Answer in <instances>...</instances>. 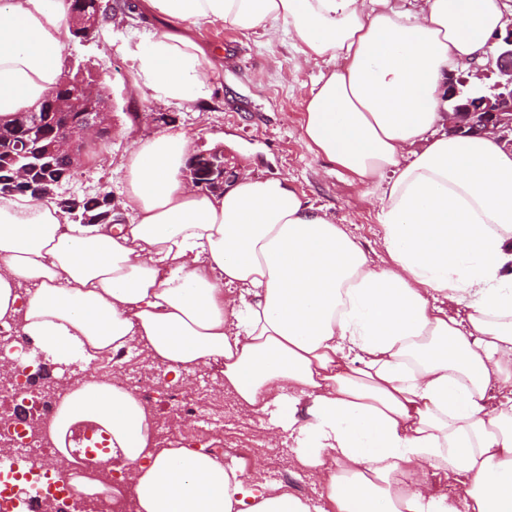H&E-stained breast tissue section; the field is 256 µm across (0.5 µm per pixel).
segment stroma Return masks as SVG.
I'll use <instances>...</instances> for the list:
<instances>
[{
    "instance_id": "obj_1",
    "label": "stroma",
    "mask_w": 512,
    "mask_h": 512,
    "mask_svg": "<svg viewBox=\"0 0 512 512\" xmlns=\"http://www.w3.org/2000/svg\"><path fill=\"white\" fill-rule=\"evenodd\" d=\"M139 0H112V19L89 39H70L64 49L68 69L100 80L112 114V131L100 148L85 152L74 176L58 190L63 197L112 195L114 209L125 200L123 159L135 142L158 129L155 113H166L171 124L194 132V149L223 146L225 153L252 176L287 179L313 206L323 208L342 224L366 253L378 249L377 201L364 195L353 177L307 148L303 139L306 101L324 65L302 63L287 36L272 39L260 29L241 31L200 24L197 40L215 56L209 99L166 103L149 89L134 91L126 47L145 39L162 19L138 10ZM197 381L207 400L224 401V429L210 445L225 464L236 462L241 450L266 451L270 473L287 472L290 493L318 499L319 491L306 470L294 462L286 439L268 445L253 413L243 409L220 386L217 369L198 371Z\"/></svg>"
}]
</instances>
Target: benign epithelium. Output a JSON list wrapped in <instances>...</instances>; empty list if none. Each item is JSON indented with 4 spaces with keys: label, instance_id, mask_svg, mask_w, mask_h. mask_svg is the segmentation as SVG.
Returning <instances> with one entry per match:
<instances>
[{
    "label": "benign epithelium",
    "instance_id": "benign-epithelium-1",
    "mask_svg": "<svg viewBox=\"0 0 512 512\" xmlns=\"http://www.w3.org/2000/svg\"><path fill=\"white\" fill-rule=\"evenodd\" d=\"M72 14V31L90 38L98 33L102 21L112 19V2L98 3L93 14L80 9L73 10ZM494 39L498 41L499 80L492 87V93L452 105L446 112V125L452 134L492 135L512 149V26L506 35L497 33ZM49 111L53 116V129L49 134L44 133L40 112H20L10 124L0 123V142H14L22 155L35 151L45 168L55 170L54 174L44 176L35 175V170L27 164L11 170L6 184L26 188L35 200L54 195L64 177L77 169L83 145L105 137L112 128V115L104 108L102 90L81 78L74 80L71 95L51 100ZM185 173L193 187L213 192L224 191V186L238 175L237 167L222 146L191 155ZM60 207L65 213L73 214V219H82L84 224L107 223L112 219L110 210L101 216H78L82 202L76 198L61 200Z\"/></svg>",
    "mask_w": 512,
    "mask_h": 512
}]
</instances>
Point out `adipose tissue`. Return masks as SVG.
I'll use <instances>...</instances> for the list:
<instances>
[{"label":"adipose tissue","instance_id":"obj_1","mask_svg":"<svg viewBox=\"0 0 512 512\" xmlns=\"http://www.w3.org/2000/svg\"><path fill=\"white\" fill-rule=\"evenodd\" d=\"M165 19L131 52L132 86L209 96L200 23L288 35L325 69L307 146L380 203L378 260L284 178L238 175L223 194L184 177L193 137L165 127L121 167L128 220L68 222L51 200L0 195V324L52 364L138 347L174 378L215 367L269 415L322 499L244 479L202 450L167 448L134 393L75 379L47 435L108 436L137 512H512V152L437 134L449 71L482 63L508 23L500 0H142ZM71 0H0V121L58 85ZM499 400H492L490 387ZM462 481L434 495L427 476Z\"/></svg>","mask_w":512,"mask_h":512}]
</instances>
